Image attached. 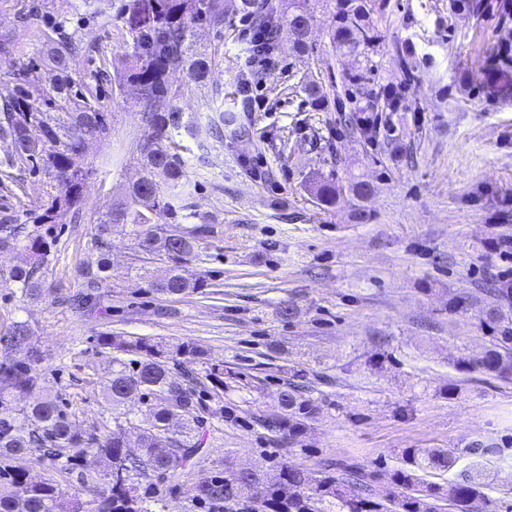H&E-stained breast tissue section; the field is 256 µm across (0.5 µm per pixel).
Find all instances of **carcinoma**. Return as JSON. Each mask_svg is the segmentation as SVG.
<instances>
[{
  "label": "carcinoma",
  "instance_id": "obj_1",
  "mask_svg": "<svg viewBox=\"0 0 512 512\" xmlns=\"http://www.w3.org/2000/svg\"><path fill=\"white\" fill-rule=\"evenodd\" d=\"M331 36L333 45L359 59L361 68L349 76L355 90L363 88L371 70L377 35L370 25L364 0H335ZM239 11L250 23L252 40L245 46V71L238 94L249 101V84L256 58L273 57L284 36L297 53L312 50L308 34L313 20L311 0H239ZM123 27L128 53V75L116 85L119 94L131 84L137 91L145 136L137 144L136 161L143 175L130 187L126 200L112 207L95 225L92 257L81 269L83 286L68 298L74 309H87L100 297V290L112 280L110 259L114 227L128 230L138 248L145 252L133 267L135 275L150 291L174 296L199 291L205 280L188 273L192 262H202L203 245L221 233V223L209 220L193 209L186 193L185 149L175 136L183 129L193 134L175 105L156 108L161 99L177 98L179 90L169 82L171 74L182 71L196 84H207L216 66L215 52L196 47L194 28L206 24L224 25V0H127ZM55 57L62 76L52 87V95H35L37 78L31 70L14 68L16 81L12 97L0 102V139L8 142V152L0 162V188L14 193L21 188L14 170L32 165L51 179L49 195L32 224H21L8 209L0 210V253L21 251L23 264L10 269L0 279L13 284L24 298L42 296L41 274L48 264V249L40 225L55 223L57 213L66 209L74 223L82 219L84 187L88 171L82 156L85 137L108 128V113L99 104V84L85 81L79 93L71 94L68 61L76 56L75 46L66 37L55 41ZM313 107L322 110L328 101L316 81L304 84ZM57 106L59 115L48 122L45 107ZM41 130V138L31 128ZM345 127L368 138L379 131L378 117L351 113ZM243 138L248 128L241 113L230 108L214 117L208 137L219 140L224 133ZM317 201L334 209L343 200L336 189V174L314 182ZM168 223L162 224L160 218ZM448 312L468 314L486 340L482 355L461 354L452 360L460 373H479L512 379V281H500L482 295H448ZM8 345L23 347L24 356L0 363V512H153L157 502L142 490V480L154 475L177 479L190 460L199 453L204 439L199 437L203 414L224 419V379L240 384L243 372H224V364L210 363L205 378L211 384L209 402L197 390L198 377L182 371L186 358L204 360L205 350L192 341L151 340L121 336L105 331L97 336L100 352L112 359V374L104 383L103 399L112 406L114 428L107 434L99 427L80 429L59 397L46 396L19 409L18 396L42 384L37 365L42 355L24 321H15L7 333ZM147 405L137 420L134 401ZM323 400L312 396L304 376L295 373L279 393V411L259 417L270 432L297 443L307 434L311 422L322 411ZM140 429L139 452L127 450L122 423ZM39 448L42 456L59 463L67 471L80 470L87 483L96 476L82 471L88 457H96L110 467L107 492L90 502L65 498L56 484L32 482L14 461ZM458 457L445 448H406L400 465L386 472L387 487L379 490L364 474L346 467L339 475L311 476L306 470L281 464L270 480L260 467L224 470L198 485L197 499L221 506L241 492L257 490L262 512H498L489 495L490 484L478 465L461 471L447 487L426 480L428 474L448 473Z\"/></svg>",
  "mask_w": 512,
  "mask_h": 512
}]
</instances>
